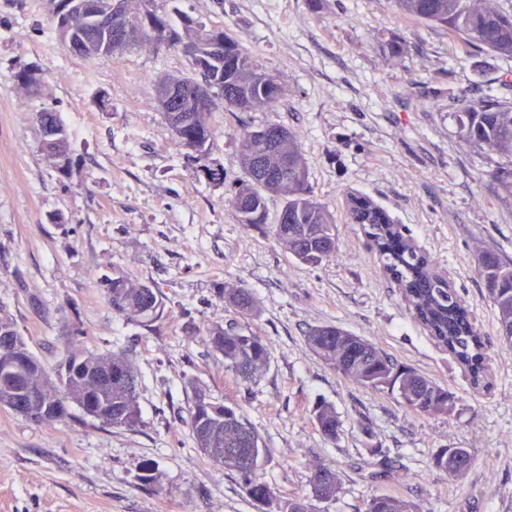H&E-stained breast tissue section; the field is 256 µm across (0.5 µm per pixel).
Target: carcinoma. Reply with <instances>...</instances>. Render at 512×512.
I'll list each match as a JSON object with an SVG mask.
<instances>
[{"instance_id": "cac0c4a2", "label": "carcinoma", "mask_w": 512, "mask_h": 512, "mask_svg": "<svg viewBox=\"0 0 512 512\" xmlns=\"http://www.w3.org/2000/svg\"><path fill=\"white\" fill-rule=\"evenodd\" d=\"M147 0H126V15L112 27L97 25L100 0H81L82 9L68 15V27L52 26L65 48L85 59L108 55L125 46L152 50L195 47L190 59L193 75L172 79V84L192 82L207 95L219 88L224 107L241 110L269 109L280 99L277 79L263 72L235 36L218 27L214 33L224 42V52L215 54L201 39L202 27L182 14L175 21L167 14L154 20L155 31L146 29L143 18ZM404 15L438 25L466 47L485 48L492 54L512 59V12L498 0H393ZM18 87L32 95L44 83L34 68H22L13 75ZM212 109L191 113L185 135L209 144L214 129L209 122ZM36 118L50 124L58 137L42 143V150L62 175L69 174L72 158L68 135L55 114L47 109ZM462 139L503 156H512V99L488 96L462 108L459 113ZM245 179L231 189V203L239 223H268V202L277 198L281 209L272 225L273 235L288 253L306 266H318L338 258L339 245L333 215L319 203L309 186L308 172L299 139L288 128L270 123L238 133ZM197 176L223 182L224 176L207 160L192 157ZM348 215L361 224L376 249L388 275L401 288L416 317L437 344L464 367L473 382L485 374L481 337L465 313L461 297L448 287L435 270L430 256L419 251L403 234L402 226L369 197L350 195ZM478 273L498 317L501 335L512 344V258L486 252L478 257ZM106 301L112 313L138 323L162 318L164 302L152 283L133 282L122 275L107 279ZM224 304L236 314L249 316L256 310L245 288L224 289ZM19 330L12 317L0 312V367L10 362L18 367L17 380L0 388V408L36 423L53 424L70 417V408L114 428L132 429L141 421L138 403V375L122 352L94 354L75 347L66 348L57 368L49 370L30 350L24 339L13 343ZM213 350L224 358L225 368L243 382H251L269 364V346L261 337L237 326L214 327L208 332ZM307 347L325 364L345 378L373 389H395L407 408L434 416H448L455 408V396L448 388L430 380L416 369L397 367L372 342L335 325L311 328L305 336ZM312 421L320 434L335 440L340 419L333 404L320 400L312 408ZM188 426L197 448L215 464L236 472L244 481L248 497L262 505L264 512H312L309 498L332 501L341 491L336 470L321 464L311 477V496L275 497L268 484L254 477L263 453L260 438L239 409L213 401L195 392L189 407ZM472 462L465 448H443L433 465L450 474L467 469ZM365 512H411L410 505L397 497L377 495Z\"/></svg>"}]
</instances>
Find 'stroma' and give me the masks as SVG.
Segmentation results:
<instances>
[{"label":"stroma","instance_id":"1","mask_svg":"<svg viewBox=\"0 0 512 512\" xmlns=\"http://www.w3.org/2000/svg\"><path fill=\"white\" fill-rule=\"evenodd\" d=\"M236 36L282 95L242 112L216 100L211 159L220 185L197 178L156 97L161 78L190 75L181 51L127 47L87 60L50 28L53 0H0V311L55 368L68 344L121 351L139 375L142 418L114 428L73 410L39 425L0 408V512H260L241 477L195 447V391L237 406L261 437L256 477L278 497L305 496L317 463L342 491L314 512H364L379 494L412 512H512V345L478 275L489 249L512 257V197L498 185L512 157L465 143V102L504 96L512 60L462 49L447 31L401 14L393 0H153ZM402 43L401 57L389 51ZM33 67L45 84L24 98L13 80ZM56 112L73 161L62 176L41 150L35 114ZM282 124L299 138L315 198L336 221L338 260L298 264L269 225L237 220L230 185L244 177L236 131ZM374 200L463 298L483 342L473 383L427 333L383 271L347 193ZM154 283L163 317L116 316L100 283L114 274ZM248 289L253 315L224 306V286ZM235 324L261 336L270 366L246 383L224 367L208 331ZM332 324L375 343L394 363L453 392L448 416L406 409L389 389L342 377L305 344ZM332 402L342 422L325 440L310 411ZM468 449L452 476L440 449ZM153 479L141 480L144 466Z\"/></svg>","mask_w":512,"mask_h":512}]
</instances>
